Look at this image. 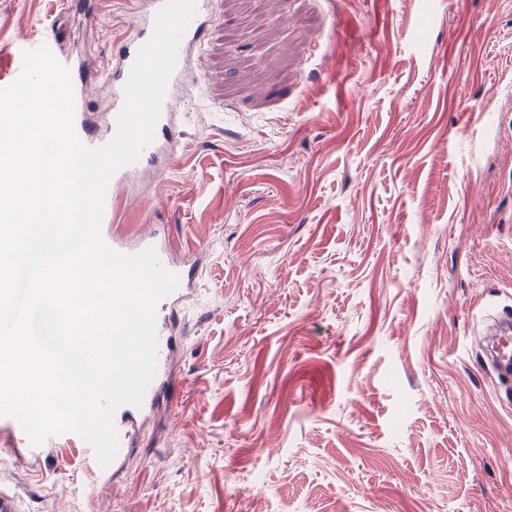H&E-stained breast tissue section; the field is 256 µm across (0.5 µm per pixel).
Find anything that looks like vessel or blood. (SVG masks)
<instances>
[{"mask_svg": "<svg viewBox=\"0 0 512 512\" xmlns=\"http://www.w3.org/2000/svg\"><path fill=\"white\" fill-rule=\"evenodd\" d=\"M166 0H151L150 9L137 17L136 38L123 40L118 51V62L107 75L110 86L113 112H120L124 104L123 87L129 77L131 67L142 45L152 36L154 20L157 12L164 6ZM211 23L209 0H196V14L190 21L183 34L177 54V62L174 72L169 80L163 99L161 114L157 121V129L169 128L172 124V114L178 92L186 77V59L188 51L198 46L203 32ZM83 90H76L74 102L77 110L74 115V129L82 144L88 147H101L109 143L111 134L98 132L89 122L85 112L81 108L83 102ZM160 149L159 142H152L141 154L138 161L121 167L111 177L110 189L106 191L103 202L102 221L106 228L102 230L103 241L114 251L122 254H135L146 248H154L162 265L171 273H178L179 268L171 257L170 247L160 241L155 233L149 232L134 238H125L112 235L107 225L112 221L113 215V188L114 186L129 182L137 178L144 170L149 158ZM178 300L173 295L162 297L155 305L156 334L158 341L157 368L154 377L148 384L140 405H124L118 408L113 416V424L118 438V450L112 460L113 467H121L127 459L132 444L139 434L137 420L145 414L158 399V390L164 382L167 372L166 365L170 356V324L177 316ZM498 338L496 340L497 358L500 371L512 372V321L499 320ZM0 431L10 435L16 447L30 457L42 456L52 446L51 439H44L41 443H33L17 419L8 415H0Z\"/></svg>", "mask_w": 512, "mask_h": 512, "instance_id": "1", "label": "vessel or blood"}]
</instances>
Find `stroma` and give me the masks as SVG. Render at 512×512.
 Segmentation results:
<instances>
[{"mask_svg":"<svg viewBox=\"0 0 512 512\" xmlns=\"http://www.w3.org/2000/svg\"><path fill=\"white\" fill-rule=\"evenodd\" d=\"M132 0H0V69L57 37L86 109ZM161 169L113 232L195 261L177 388L118 472L0 440L28 512H512V0H213ZM499 330L493 332V336H499L496 340L497 358L499 370L511 374L512 372V323L511 319H501L498 322Z\"/></svg>","mask_w":512,"mask_h":512,"instance_id":"obj_1","label":"stroma"}]
</instances>
